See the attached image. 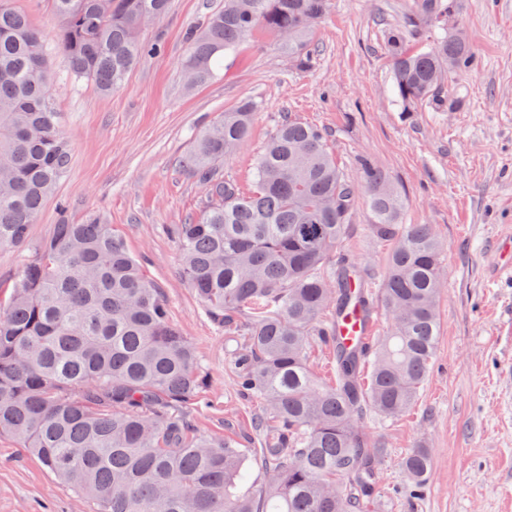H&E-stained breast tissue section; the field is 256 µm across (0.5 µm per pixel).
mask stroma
I'll use <instances>...</instances> for the list:
<instances>
[{
    "label": "stroma",
    "instance_id": "35a3bbf8",
    "mask_svg": "<svg viewBox=\"0 0 512 512\" xmlns=\"http://www.w3.org/2000/svg\"><path fill=\"white\" fill-rule=\"evenodd\" d=\"M449 31L464 32L477 57L449 73L455 103L407 108L394 90L385 31L403 28L414 46L429 42L426 23L407 26L412 0H332L314 30V65L293 63L280 42L258 35L215 68L200 87L180 72L187 33L224 0H169L166 14L142 31L150 50L111 94L74 80L52 60L53 97L62 114L70 167L43 205L28 246L0 247V299L7 298L35 246L54 225L97 217L110 224L196 345L210 386L196 430L254 449L258 398L235 384V337L204 310L183 277L172 225L206 203V190L183 160L197 135L240 101L256 116L248 143L224 159V179L249 185L270 134L286 118L317 125L338 164L359 179L371 159L406 199L402 221L432 225L444 246L446 286L440 336L416 407L393 419L365 414L358 424L381 445L379 481L364 512H512V280L497 274L496 242L512 235V0H457ZM358 201L345 251L380 285L387 243L366 230ZM428 449L432 465L421 500L409 501L402 458ZM0 512H96L40 462L0 436Z\"/></svg>",
    "mask_w": 512,
    "mask_h": 512
}]
</instances>
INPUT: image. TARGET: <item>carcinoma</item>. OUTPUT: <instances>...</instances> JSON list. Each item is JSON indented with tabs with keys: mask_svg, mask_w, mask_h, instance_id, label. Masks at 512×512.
Instances as JSON below:
<instances>
[{
	"mask_svg": "<svg viewBox=\"0 0 512 512\" xmlns=\"http://www.w3.org/2000/svg\"><path fill=\"white\" fill-rule=\"evenodd\" d=\"M48 43L0 0V247L23 246L45 200L67 175L70 153L51 92L50 57L110 94L148 50L142 29L169 0H51ZM414 16L442 30L427 48L388 29L394 89L408 107L454 103L448 72L476 58L445 32L454 0H413ZM330 0H224L190 31L187 83H206L226 53L262 27L310 67L311 37ZM242 101L185 159L207 191L197 216L176 224L182 269L206 312L239 338L231 365L242 391L261 398L262 448L205 438L190 421L208 387L196 345L168 313L161 289L112 225L56 224L0 303V434L12 436L57 481L97 512H363L382 449L356 418H396L416 404L439 334L442 246L428 224H404L389 176L364 162L359 182L337 163L322 129L288 119L258 157L252 184L227 181L219 164L251 132ZM370 233L389 245L370 293L388 316L365 350L336 343L333 324L361 266L337 254L359 195ZM332 350L336 380L308 364L314 343ZM431 456L403 460L407 496L425 490ZM263 481L241 491L254 469Z\"/></svg>",
	"mask_w": 512,
	"mask_h": 512,
	"instance_id": "cac0c4a2",
	"label": "carcinoma"
}]
</instances>
